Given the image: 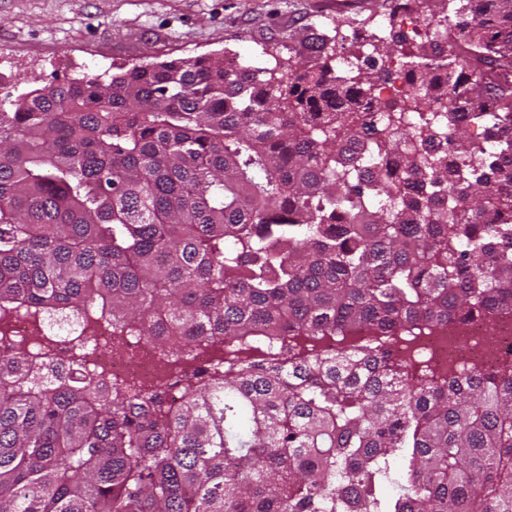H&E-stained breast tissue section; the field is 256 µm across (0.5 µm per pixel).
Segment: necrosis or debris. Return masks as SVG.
<instances>
[{
  "label": "necrosis or debris",
  "mask_w": 512,
  "mask_h": 512,
  "mask_svg": "<svg viewBox=\"0 0 512 512\" xmlns=\"http://www.w3.org/2000/svg\"><path fill=\"white\" fill-rule=\"evenodd\" d=\"M17 343L26 344L41 360L78 362L89 376L114 385L161 388L172 403L183 400L185 379L223 370L238 357L237 352L225 351L220 341L175 357L145 340L115 336L110 327L80 318L57 323L17 315L0 323V348ZM388 347L411 378L425 370L438 380L477 371L494 374L512 367V307H502L488 318H455L412 340L394 337Z\"/></svg>",
  "instance_id": "4bbe7bcc"
}]
</instances>
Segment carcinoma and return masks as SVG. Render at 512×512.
<instances>
[{
	"label": "carcinoma",
	"instance_id": "cac0c4a2",
	"mask_svg": "<svg viewBox=\"0 0 512 512\" xmlns=\"http://www.w3.org/2000/svg\"><path fill=\"white\" fill-rule=\"evenodd\" d=\"M393 2L380 65L351 77L322 37L305 64L176 58L0 99L1 319L278 348L188 379L177 406L0 351V512H512V370L415 380L381 343L285 340L512 305V230L491 219L512 212V0H451L433 55L397 50ZM398 53L443 112L497 99L496 148L449 128L469 164L448 176L433 122L372 100ZM333 138L402 162L372 183Z\"/></svg>",
	"mask_w": 512,
	"mask_h": 512
}]
</instances>
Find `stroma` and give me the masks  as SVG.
Instances as JSON below:
<instances>
[{
	"mask_svg": "<svg viewBox=\"0 0 512 512\" xmlns=\"http://www.w3.org/2000/svg\"><path fill=\"white\" fill-rule=\"evenodd\" d=\"M386 0H0L8 95L135 64L223 54L313 60L335 19L369 25Z\"/></svg>",
	"mask_w": 512,
	"mask_h": 512,
	"instance_id": "obj_1",
	"label": "stroma"
}]
</instances>
